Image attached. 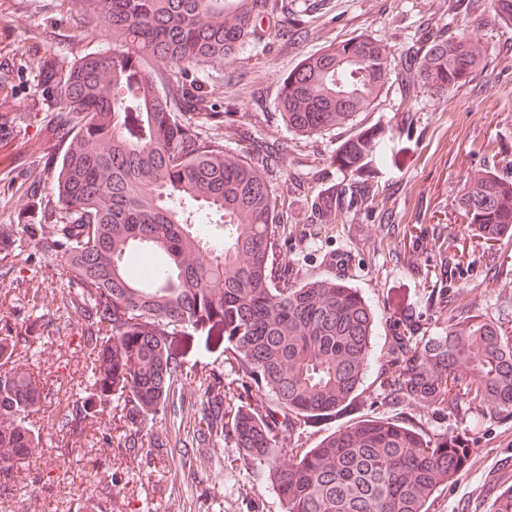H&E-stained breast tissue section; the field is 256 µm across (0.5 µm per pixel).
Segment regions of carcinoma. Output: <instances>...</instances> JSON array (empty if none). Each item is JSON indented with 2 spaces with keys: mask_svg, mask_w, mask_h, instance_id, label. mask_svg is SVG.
Segmentation results:
<instances>
[{
  "mask_svg": "<svg viewBox=\"0 0 512 512\" xmlns=\"http://www.w3.org/2000/svg\"><path fill=\"white\" fill-rule=\"evenodd\" d=\"M83 21L112 47L78 62L36 52L32 65L61 112L53 132L68 139L55 176L64 258L86 303L81 328L87 386L130 394L134 413L157 410L182 374L178 336L192 328L224 344L282 421L260 410L234 417L237 447L268 482L284 512H429L435 493L469 465L470 439L428 436L383 419L340 427L316 447L281 460V431L347 411L367 368L373 314L356 289L329 278L275 281L276 201L259 157L203 139L184 112H212L197 79L239 60L243 46L285 47L306 28L288 0H76ZM512 26V0H490ZM401 83L439 92L464 84L484 61L463 37L434 39L404 54ZM379 41L358 34L304 56L279 89L286 128L303 136L351 126L392 74ZM385 132L362 128L330 163L344 169L311 199L321 224L368 206L390 161ZM457 207L485 244L512 234V181L486 170L467 175ZM384 380L404 401L448 410L512 411V342L482 314L418 336L404 303ZM42 386L0 375V448L22 461L40 440L28 419ZM76 400L62 427L79 435L87 414ZM199 423L224 428V394L209 388Z\"/></svg>",
  "mask_w": 512,
  "mask_h": 512,
  "instance_id": "carcinoma-1",
  "label": "carcinoma"
}]
</instances>
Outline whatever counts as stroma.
Returning a JSON list of instances; mask_svg holds the SVG:
<instances>
[{"mask_svg": "<svg viewBox=\"0 0 512 512\" xmlns=\"http://www.w3.org/2000/svg\"><path fill=\"white\" fill-rule=\"evenodd\" d=\"M314 25V37L285 51L245 46L241 78L228 79L223 71L204 76L214 112L205 119L183 115L201 135L223 137L234 152L249 150L255 139L278 145L267 181L281 221L275 250L287 263L288 278L342 280L375 313L361 395L338 417L297 429L283 447L309 449L341 425L376 418L436 435L465 432L470 464L439 490L431 512H487L493 497L512 485V414L475 419L395 402L381 383L392 370L397 299L409 304L424 336L445 332L444 315L430 304L431 293L444 288L456 317L483 313L512 335V237L478 245L455 207L472 170L512 180V161L502 152L512 147V30L495 26L487 9L452 15L448 0H325ZM422 26L438 38L461 36L483 46L486 66L445 93L392 84L353 127L304 137L281 124L279 86L303 56L363 33L389 45L399 63ZM35 33L69 63L109 46L103 33L79 25L75 0H0V69L12 75L10 87L0 90L11 118L0 131V237L9 236L14 249L11 271L0 276V337L20 339L8 365L39 380L45 391L30 416L41 443L35 459L12 469L9 512H284L271 485L255 481L232 428L236 411L255 406L260 395L223 347L204 337L183 343V374L163 406L139 416L138 446L125 447L128 428L111 400L94 402L81 436L59 431L85 387L83 320L77 285L62 261L44 256L55 225V165L66 142L52 132V99L41 94L35 71L25 65ZM370 125L387 131L394 156L378 193L357 214L311 223L310 197L321 187L314 167L327 164L357 128ZM25 224L37 225L36 234L22 232ZM460 242L473 247V261L445 271L439 245ZM212 386L225 394V428L202 437L198 418Z\"/></svg>", "mask_w": 512, "mask_h": 512, "instance_id": "1", "label": "stroma"}]
</instances>
